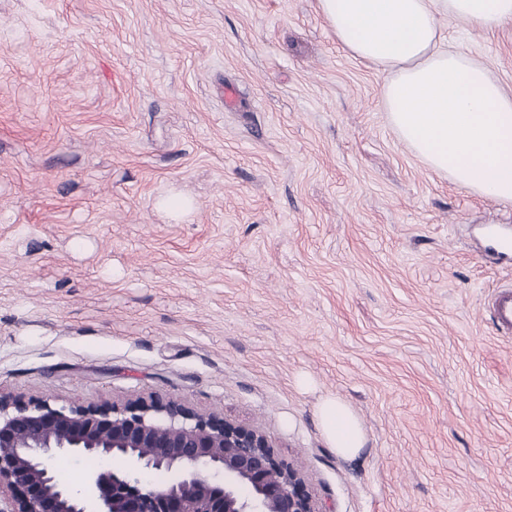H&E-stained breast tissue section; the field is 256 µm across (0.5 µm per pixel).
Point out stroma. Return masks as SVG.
<instances>
[{
  "instance_id": "35a3bbf8",
  "label": "stroma",
  "mask_w": 512,
  "mask_h": 512,
  "mask_svg": "<svg viewBox=\"0 0 512 512\" xmlns=\"http://www.w3.org/2000/svg\"><path fill=\"white\" fill-rule=\"evenodd\" d=\"M439 26L512 89V23ZM385 78L317 0H0V392L258 430L318 512H512V203L428 169ZM494 319L506 334L512 333V290L499 291L491 304ZM324 434L338 455H356L365 444L363 427L351 408L336 397H327L317 408Z\"/></svg>"
}]
</instances>
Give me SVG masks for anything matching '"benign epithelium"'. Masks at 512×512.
Returning <instances> with one entry per match:
<instances>
[{
  "instance_id": "obj_1",
  "label": "benign epithelium",
  "mask_w": 512,
  "mask_h": 512,
  "mask_svg": "<svg viewBox=\"0 0 512 512\" xmlns=\"http://www.w3.org/2000/svg\"><path fill=\"white\" fill-rule=\"evenodd\" d=\"M90 458L84 486L52 460ZM116 459L122 466L108 469ZM161 471L167 479L146 484ZM0 512H317L267 438L175 401L52 407L0 393Z\"/></svg>"
}]
</instances>
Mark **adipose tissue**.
<instances>
[{
  "label": "adipose tissue",
  "mask_w": 512,
  "mask_h": 512,
  "mask_svg": "<svg viewBox=\"0 0 512 512\" xmlns=\"http://www.w3.org/2000/svg\"><path fill=\"white\" fill-rule=\"evenodd\" d=\"M337 41L388 70L383 103L399 138L430 170L512 203V92L466 55L442 48L439 20L492 31L512 23V0H317ZM338 455H356L363 427L336 397L317 408Z\"/></svg>",
  "instance_id": "ef3b65f1"
}]
</instances>
